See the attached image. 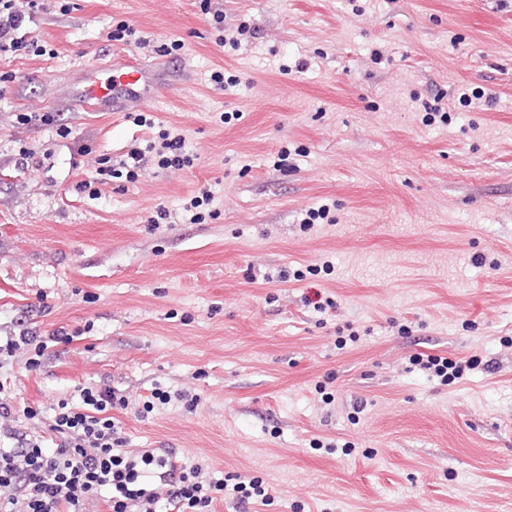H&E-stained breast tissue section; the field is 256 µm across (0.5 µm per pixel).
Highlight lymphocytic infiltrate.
<instances>
[{
  "label": "lymphocytic infiltrate",
  "instance_id": "lymphocytic-infiltrate-1",
  "mask_svg": "<svg viewBox=\"0 0 512 512\" xmlns=\"http://www.w3.org/2000/svg\"><path fill=\"white\" fill-rule=\"evenodd\" d=\"M44 9L42 0H0V56L26 50L22 32ZM162 169L190 166L186 137L165 129L146 151L131 154L127 180L138 177L146 156ZM125 397L108 388L86 387L79 403L59 400L49 419L54 447L39 437L21 438L15 411L0 401V512H91L105 501L109 512H214L223 480L203 479L205 462L174 465L145 451L126 449L112 411Z\"/></svg>",
  "mask_w": 512,
  "mask_h": 512
}]
</instances>
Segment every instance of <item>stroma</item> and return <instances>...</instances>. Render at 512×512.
<instances>
[{
    "label": "stroma",
    "mask_w": 512,
    "mask_h": 512,
    "mask_svg": "<svg viewBox=\"0 0 512 512\" xmlns=\"http://www.w3.org/2000/svg\"><path fill=\"white\" fill-rule=\"evenodd\" d=\"M200 3L45 0L41 53L0 59V337L48 343L0 366V398L110 388L129 449L259 478L257 512H512V0H211L234 50ZM122 20L142 46L108 40ZM127 58L147 98L76 96ZM438 94L448 120L426 123ZM171 126L192 167L85 188ZM207 183L214 212L189 223ZM421 353L483 364L446 386ZM158 388L198 405L144 412Z\"/></svg>",
    "instance_id": "stroma-1"
}]
</instances>
